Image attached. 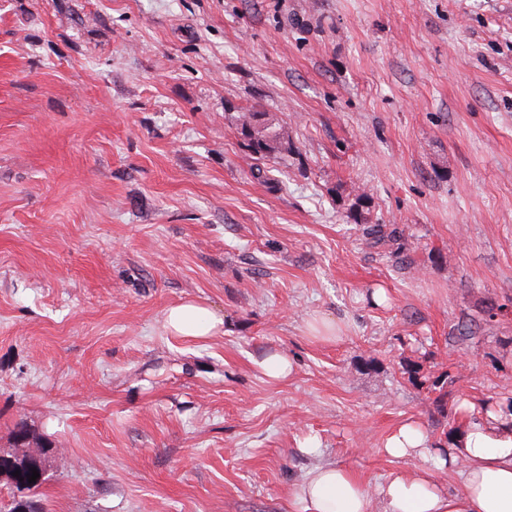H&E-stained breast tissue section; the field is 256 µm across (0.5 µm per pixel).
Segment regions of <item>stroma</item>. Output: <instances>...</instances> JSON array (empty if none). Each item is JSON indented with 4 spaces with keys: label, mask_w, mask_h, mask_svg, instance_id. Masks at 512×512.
<instances>
[{
    "label": "stroma",
    "mask_w": 512,
    "mask_h": 512,
    "mask_svg": "<svg viewBox=\"0 0 512 512\" xmlns=\"http://www.w3.org/2000/svg\"><path fill=\"white\" fill-rule=\"evenodd\" d=\"M511 400L512 0H0V453L43 443L45 512H289ZM265 115L264 112H239L236 121L251 151L261 158H271V154L288 151V132L267 122ZM164 320L174 335L192 339L215 336L224 326L223 318L192 300H184L168 307ZM426 435L416 425L405 424L392 435L385 446L394 458H426L429 453ZM293 512H371L363 481L333 463L316 466L291 494Z\"/></svg>",
    "instance_id": "1"
}]
</instances>
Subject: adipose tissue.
<instances>
[{
	"mask_svg": "<svg viewBox=\"0 0 512 512\" xmlns=\"http://www.w3.org/2000/svg\"><path fill=\"white\" fill-rule=\"evenodd\" d=\"M168 329L198 339L219 333L224 320L205 306L184 300L168 307ZM457 471L462 488L438 484L432 469L419 466L390 476L377 494L384 512H512V412L501 409L470 420L437 458ZM295 512H371L363 481L333 464L316 466L291 494Z\"/></svg>",
	"mask_w": 512,
	"mask_h": 512,
	"instance_id": "1",
	"label": "adipose tissue"
}]
</instances>
